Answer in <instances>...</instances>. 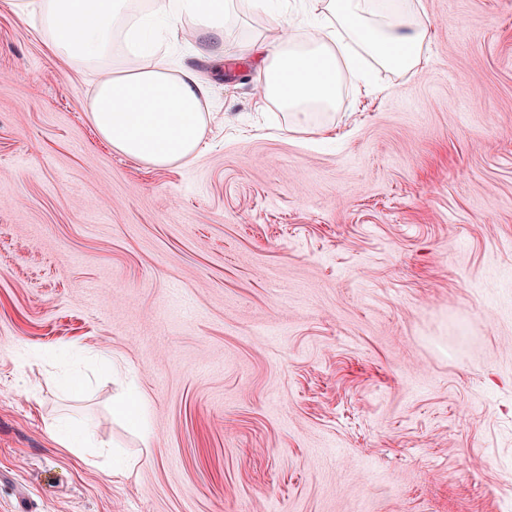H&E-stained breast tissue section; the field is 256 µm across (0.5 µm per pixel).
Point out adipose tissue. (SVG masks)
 Here are the masks:
<instances>
[{"instance_id": "1", "label": "adipose tissue", "mask_w": 512, "mask_h": 512, "mask_svg": "<svg viewBox=\"0 0 512 512\" xmlns=\"http://www.w3.org/2000/svg\"><path fill=\"white\" fill-rule=\"evenodd\" d=\"M20 21L38 20L51 49L64 59L95 69L100 80L88 103L94 128L113 149L154 168L187 164L208 127L209 87L197 71L177 65L164 46L173 22L190 18L197 34L220 37L236 0H163L152 11L134 14L131 0H11ZM279 35L244 46L255 59L260 94L288 118L295 133L331 132L326 118L341 102L342 85L358 48L377 66L417 72L431 41L432 23L407 6L387 0H322L315 35L296 42L303 30L299 13L278 11ZM128 55L148 58L146 66L118 68L114 43Z\"/></svg>"}]
</instances>
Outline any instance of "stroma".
Returning <instances> with one entry per match:
<instances>
[{
	"label": "stroma",
	"instance_id": "stroma-1",
	"mask_svg": "<svg viewBox=\"0 0 512 512\" xmlns=\"http://www.w3.org/2000/svg\"><path fill=\"white\" fill-rule=\"evenodd\" d=\"M410 2L419 72L344 88L326 142L212 66L274 38L255 0L177 22L211 117L156 169L0 0V512H512V0Z\"/></svg>",
	"mask_w": 512,
	"mask_h": 512
}]
</instances>
